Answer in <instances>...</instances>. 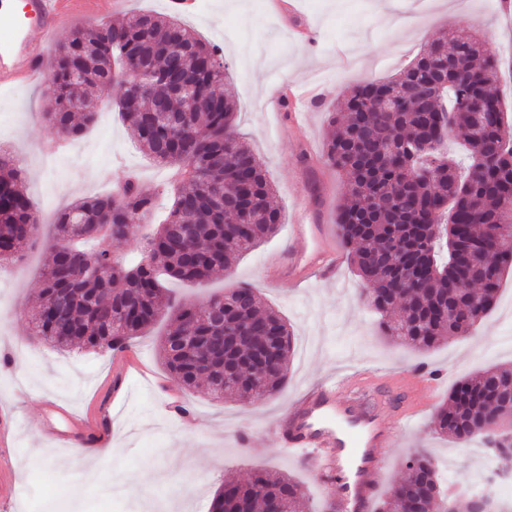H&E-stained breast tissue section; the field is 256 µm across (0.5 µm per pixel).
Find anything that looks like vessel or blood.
<instances>
[{
  "mask_svg": "<svg viewBox=\"0 0 512 512\" xmlns=\"http://www.w3.org/2000/svg\"><path fill=\"white\" fill-rule=\"evenodd\" d=\"M87 0H28L17 10L15 0H0V90L17 84L40 82L50 47L58 32L74 17L84 15ZM294 240L302 248H291L274 262V272L298 281L330 275L338 261L337 251L321 224H295ZM408 392L409 398L386 420L387 401L382 385ZM428 377L403 375L386 377L362 367L337 374L321 385L300 392L289 412L277 419L272 431L291 447L310 451V464L320 473L352 474L355 481L342 485L346 500L359 501L377 489L387 470V453L398 426L418 412L417 392L429 386ZM67 421L68 433L47 429L71 448L105 446L109 436L98 414L79 415L58 406Z\"/></svg>",
  "mask_w": 512,
  "mask_h": 512,
  "instance_id": "1",
  "label": "vessel or blood"
}]
</instances>
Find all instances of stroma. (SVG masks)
Segmentation results:
<instances>
[{
	"mask_svg": "<svg viewBox=\"0 0 512 512\" xmlns=\"http://www.w3.org/2000/svg\"><path fill=\"white\" fill-rule=\"evenodd\" d=\"M499 2L452 0L445 13L421 0H393L392 11L411 20L401 33L378 21L380 0H299L304 21L319 33L313 44L293 36L291 18L275 15L272 0H199L198 10L183 16L193 36L224 52L237 128L274 185L283 222L274 236L206 285L171 280L167 286L199 303L238 284L256 288L295 336L288 383L275 398L250 402L215 399L203 386L183 388L156 352L167 327L163 317L131 344L139 368L125 375L113 353L60 352L34 339L29 316L44 263V244L35 240L20 260L7 264L9 277L0 285V424L11 421L15 431L14 448L0 453V474L13 485L11 498L0 497V512H153L158 502L175 512H210L224 482L245 480L259 469L291 474L322 512L337 500V484L322 482L302 451H283L268 427L288 412L297 393L348 365L422 373L436 381L435 388L419 392L420 409L410 431L390 449L387 473L371 501L404 476L403 459L416 450L430 453L449 479L474 481L487 461L480 442L460 447L436 434L432 419L462 377L512 362V322L503 321L500 311L512 302V278L476 338L421 353L382 336L362 301L366 285L349 259H342L330 281L272 282L267 272L292 245L290 225L332 224L347 191L345 179L322 157L329 114L348 87L395 73L422 45L454 27L477 34L497 55L498 89L512 110V17H503ZM283 79L320 91L318 99L299 104L305 120L298 132L289 113L275 105L276 84ZM53 107L46 81L0 93V148L10 149L23 170L26 194L44 227L75 201L112 193L128 171L139 173L144 186L163 189L168 170L140 151L111 105L85 132L82 149L58 151L55 169H48L42 148L56 134L44 115ZM168 390L181 393L185 416L164 411ZM55 399L79 411L110 406L111 445L91 466L94 474H87L85 459H68L65 449L36 435L39 426L63 427L51 407Z\"/></svg>",
	"mask_w": 512,
	"mask_h": 512,
	"instance_id": "obj_1",
	"label": "stroma"
}]
</instances>
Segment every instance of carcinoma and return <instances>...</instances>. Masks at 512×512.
I'll return each instance as SVG.
<instances>
[{
	"label": "carcinoma",
	"instance_id": "carcinoma-1",
	"mask_svg": "<svg viewBox=\"0 0 512 512\" xmlns=\"http://www.w3.org/2000/svg\"><path fill=\"white\" fill-rule=\"evenodd\" d=\"M221 60L217 46L151 12L79 30L55 49V111L45 114L51 129L78 139L96 116L88 92L110 98L120 86L115 106L147 155L172 169L173 198L139 259L128 263L115 259L112 242L154 215L157 192L127 177L116 194L61 210L30 330L61 350L116 351L164 312L169 328L159 354L184 386L204 384L217 399L272 398L287 383L293 349L279 312L248 286L204 304L162 287L164 277L206 284L282 224L266 170L236 132ZM498 79L481 40L451 28L389 79L349 89L331 113L324 156L347 181L336 210L339 236L369 286L381 334L418 351L472 335L480 324L472 304L492 309L512 270V132L493 90ZM176 81L191 87L195 111H180L181 100L170 97ZM383 94L399 105L384 108ZM450 122L465 145V167L440 151ZM2 224L0 263L20 258L41 229L15 157L0 150ZM434 428L461 445L478 438L512 448V365L459 380ZM404 466L405 477L375 512H401L431 497L442 512H471V497L442 481L430 454L416 451ZM273 501L279 512L309 508L299 482L264 469L224 484L212 512H267Z\"/></svg>",
	"mask_w": 512,
	"mask_h": 512
}]
</instances>
